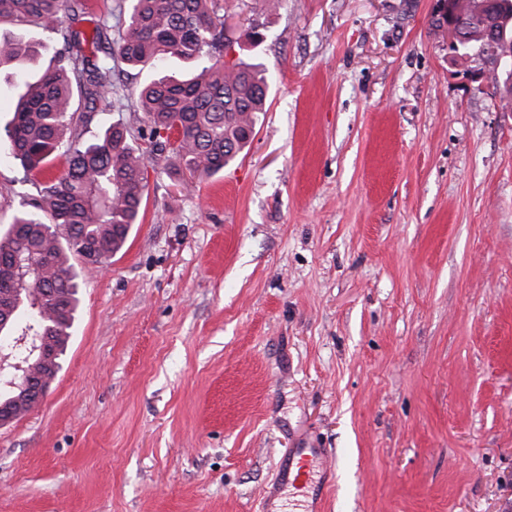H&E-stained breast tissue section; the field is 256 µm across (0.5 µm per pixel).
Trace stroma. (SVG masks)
<instances>
[{
  "instance_id": "obj_1",
  "label": "stroma",
  "mask_w": 512,
  "mask_h": 512,
  "mask_svg": "<svg viewBox=\"0 0 512 512\" xmlns=\"http://www.w3.org/2000/svg\"><path fill=\"white\" fill-rule=\"evenodd\" d=\"M433 0H233L265 68L234 164L78 264L62 368L0 427V512H259L288 449L321 512H512V108L468 83ZM0 71V128L59 43ZM34 192L0 159V225Z\"/></svg>"
}]
</instances>
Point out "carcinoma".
<instances>
[{
  "label": "carcinoma",
  "instance_id": "obj_1",
  "mask_svg": "<svg viewBox=\"0 0 512 512\" xmlns=\"http://www.w3.org/2000/svg\"><path fill=\"white\" fill-rule=\"evenodd\" d=\"M86 0H0V19L57 35L62 47L40 79L19 96L4 128V148L36 194L27 209L0 230V299L17 296L15 278L48 291L22 299L15 337L0 336V350L22 360L28 343L47 336L61 362L76 318L73 260L105 264L120 252L139 223L152 159L174 182L215 175L249 146L266 110L268 85L240 59L225 60L236 30L226 27L220 0H115L110 16L91 32L76 27ZM27 43L0 44V68L27 55ZM204 63L188 79L164 74L137 92L133 115L104 131L90 130L92 112L116 94L113 76L168 60ZM143 139L148 147L136 141ZM65 159L58 179L45 173Z\"/></svg>",
  "mask_w": 512,
  "mask_h": 512
}]
</instances>
